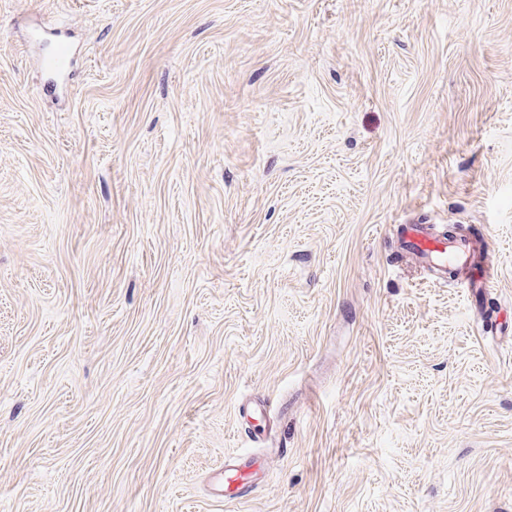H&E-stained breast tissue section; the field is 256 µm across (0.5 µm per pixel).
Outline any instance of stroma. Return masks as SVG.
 <instances>
[{"instance_id": "35a3bbf8", "label": "stroma", "mask_w": 512, "mask_h": 512, "mask_svg": "<svg viewBox=\"0 0 512 512\" xmlns=\"http://www.w3.org/2000/svg\"><path fill=\"white\" fill-rule=\"evenodd\" d=\"M0 512H512V0H0ZM404 246L414 259L429 266L441 279H448L445 277L448 266L456 268L461 284L469 288L475 306L480 294L485 288H490L494 279V270L483 260L482 228L457 238L444 239L434 236L419 224H408ZM258 458L251 455L224 457V466L212 471L208 495L215 500H238L252 496L262 481Z\"/></svg>"}]
</instances>
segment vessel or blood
I'll return each instance as SVG.
<instances>
[{"instance_id":"obj_1","label":"vessel or blood","mask_w":512,"mask_h":512,"mask_svg":"<svg viewBox=\"0 0 512 512\" xmlns=\"http://www.w3.org/2000/svg\"><path fill=\"white\" fill-rule=\"evenodd\" d=\"M406 251L418 262L429 266L438 277L448 268H456L461 282L472 298H479L492 282L495 273L483 260L484 233L476 231L457 238L434 236L426 227L410 224L404 239ZM257 457L228 456L223 466L214 469L207 485L209 496L216 500H238L252 496L262 481Z\"/></svg>"}]
</instances>
